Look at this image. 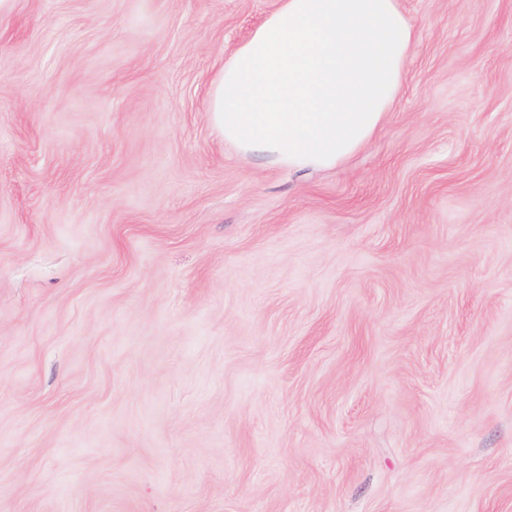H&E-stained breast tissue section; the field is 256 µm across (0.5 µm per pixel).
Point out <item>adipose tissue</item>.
Masks as SVG:
<instances>
[{"label": "adipose tissue", "mask_w": 512, "mask_h": 512, "mask_svg": "<svg viewBox=\"0 0 512 512\" xmlns=\"http://www.w3.org/2000/svg\"><path fill=\"white\" fill-rule=\"evenodd\" d=\"M415 43L397 0H280L225 58L209 122L242 155L335 168L390 112Z\"/></svg>", "instance_id": "1"}]
</instances>
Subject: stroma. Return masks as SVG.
I'll use <instances>...</instances> for the list:
<instances>
[{"label":"stroma","mask_w":512,"mask_h":512,"mask_svg":"<svg viewBox=\"0 0 512 512\" xmlns=\"http://www.w3.org/2000/svg\"><path fill=\"white\" fill-rule=\"evenodd\" d=\"M278 5L0 16V512H512V0L326 171L207 120Z\"/></svg>","instance_id":"obj_1"}]
</instances>
